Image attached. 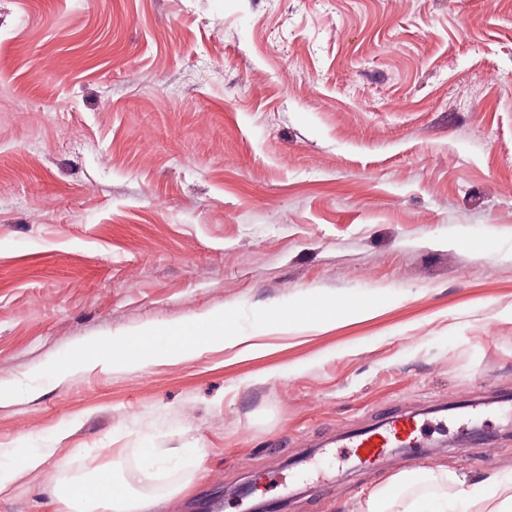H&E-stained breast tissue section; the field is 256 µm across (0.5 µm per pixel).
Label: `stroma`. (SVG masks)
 <instances>
[{"instance_id":"1","label":"stroma","mask_w":512,"mask_h":512,"mask_svg":"<svg viewBox=\"0 0 512 512\" xmlns=\"http://www.w3.org/2000/svg\"><path fill=\"white\" fill-rule=\"evenodd\" d=\"M379 315L252 353L94 369L0 404L50 448L0 512L115 470L157 512L236 484L360 512L400 469L342 432L411 411L416 464L512 471V10L483 0H0V384L151 323L316 293Z\"/></svg>"}]
</instances>
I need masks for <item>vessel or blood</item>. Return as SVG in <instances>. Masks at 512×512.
Listing matches in <instances>:
<instances>
[{"label": "vessel or blood", "mask_w": 512, "mask_h": 512, "mask_svg": "<svg viewBox=\"0 0 512 512\" xmlns=\"http://www.w3.org/2000/svg\"><path fill=\"white\" fill-rule=\"evenodd\" d=\"M423 428L413 415H403L372 430L351 431L348 446L359 462L379 461L392 448L419 446Z\"/></svg>", "instance_id": "obj_1"}]
</instances>
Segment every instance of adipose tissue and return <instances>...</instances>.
Here are the masks:
<instances>
[{"instance_id": "adipose-tissue-1", "label": "adipose tissue", "mask_w": 512, "mask_h": 512, "mask_svg": "<svg viewBox=\"0 0 512 512\" xmlns=\"http://www.w3.org/2000/svg\"><path fill=\"white\" fill-rule=\"evenodd\" d=\"M49 448L0 450V492L14 483L18 470L41 468L52 456ZM68 512H153L156 501L123 493L103 497L82 484L58 494ZM362 512H512V472L494 473L479 481L444 467L420 466L390 475L370 489Z\"/></svg>"}]
</instances>
